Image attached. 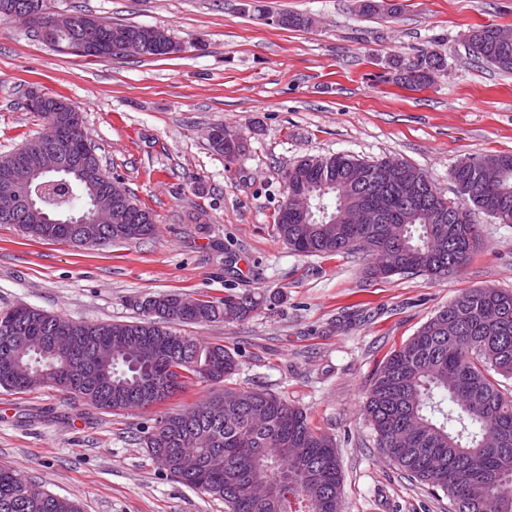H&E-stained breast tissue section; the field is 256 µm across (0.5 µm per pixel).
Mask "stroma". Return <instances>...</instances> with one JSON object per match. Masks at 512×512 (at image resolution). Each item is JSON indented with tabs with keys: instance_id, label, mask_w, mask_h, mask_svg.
<instances>
[{
	"instance_id": "1",
	"label": "stroma",
	"mask_w": 512,
	"mask_h": 512,
	"mask_svg": "<svg viewBox=\"0 0 512 512\" xmlns=\"http://www.w3.org/2000/svg\"><path fill=\"white\" fill-rule=\"evenodd\" d=\"M359 15L355 0H47L55 14L165 30L186 52L87 59L51 50L20 20L0 21V155L47 127L24 102L66 98L103 169L151 208L153 236L77 247L0 224V311L26 304L78 322H131L142 298L178 293L260 299L242 321L181 327L222 344L238 367L226 383L194 382L164 403L181 411L224 387L261 388L303 409L336 442L343 512H449L448 496L398 470L364 415L385 357L470 288L512 291V224L478 215L482 244L466 268L364 279L365 253L299 255L278 236L282 174L299 158L347 153L423 169L457 193L462 159L512 154V73L469 55L466 36L512 27V0H398ZM311 18L284 29L255 7ZM447 68L420 90L384 82L389 59L417 50ZM246 144L225 163L212 126ZM154 410L108 411L51 388L0 389V465L81 512H228L149 458Z\"/></svg>"
}]
</instances>
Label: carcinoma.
<instances>
[{"label": "carcinoma", "mask_w": 512, "mask_h": 512, "mask_svg": "<svg viewBox=\"0 0 512 512\" xmlns=\"http://www.w3.org/2000/svg\"><path fill=\"white\" fill-rule=\"evenodd\" d=\"M46 12V0H0V20L15 3ZM81 22L100 26L98 57H122L111 34L138 37L141 27L112 23L85 13ZM48 46L59 49L78 34L73 26L56 28L50 36L35 30ZM483 62L512 72V46L491 57L472 52ZM447 66L446 58L422 50L412 58L392 59V80L406 85L405 73L425 71L414 85L422 88ZM49 122L38 137L64 152L85 144L80 131L58 140L69 113L47 100L27 106ZM385 159L364 161L350 155L303 157L284 172L286 189L322 196L328 214L365 193L381 195L387 205L376 224H304L290 213H278L276 227L288 247L303 255L365 252L375 259L370 278L391 276L385 264L393 253L402 263L398 274L431 278L459 272L480 244L481 228L472 220L475 209L512 223V154H487L458 163L450 172L461 200L443 198L428 176L415 165L401 162L405 178L420 186L417 197L375 183L374 168ZM500 167L492 189L479 181L482 165ZM70 184L55 189L61 206L91 199L99 192L112 197V182L92 179L93 187ZM131 220L142 230L126 231L125 224H105L99 244L141 240L151 236L153 211L130 198ZM17 224L43 240H65L61 224H43L35 214L0 224ZM241 305L248 318L260 305L251 294L227 295L222 301H196V307L175 314L148 315L131 323H73L67 335L72 348L59 356L47 347L37 352L23 344L28 336H47L57 327L54 315L27 306L0 312V356L11 351L26 365L14 375L0 365V388L23 393L40 386L58 388L74 400L104 410L147 409L174 396L188 384L219 383L234 373L237 360L221 344L202 346L172 329L175 324H207L224 320V309ZM512 376V292L472 288L440 309L400 349L384 361L367 393L365 412L379 448L409 477L448 495L453 512H512V395L499 389L496 376ZM233 401L223 410L166 412L155 419L144 437L148 452L161 470L181 483L224 501L229 512H341L342 475L333 439L311 427L306 413L277 395L261 389H228ZM451 406H446V403ZM24 478L0 466V512H81L67 499L47 493L29 499Z\"/></svg>", "instance_id": "carcinoma-1"}]
</instances>
